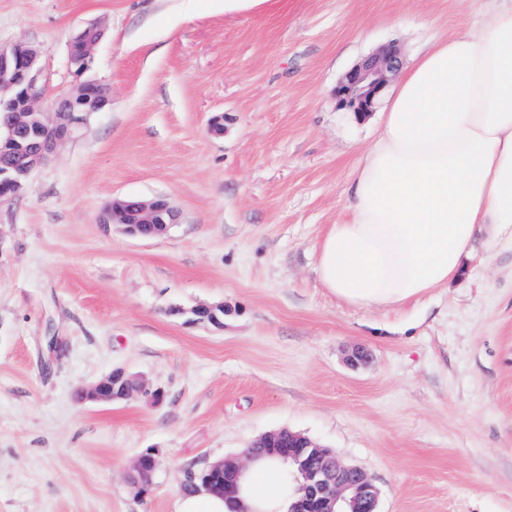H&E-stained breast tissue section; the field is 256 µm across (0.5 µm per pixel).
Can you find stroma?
<instances>
[{"label":"stroma","instance_id":"stroma-1","mask_svg":"<svg viewBox=\"0 0 512 512\" xmlns=\"http://www.w3.org/2000/svg\"><path fill=\"white\" fill-rule=\"evenodd\" d=\"M494 7L0 0V45L40 51L43 107L88 80L111 95L0 202V512H175L186 469L280 428L364 469L379 512H512V246L477 241L458 280L391 309L316 272L384 110L339 109L338 81L390 45L410 66ZM94 21L79 72L69 42ZM125 197L166 198L178 222L150 240L100 223ZM200 303L218 324L189 321ZM117 368L149 394L76 401Z\"/></svg>","mask_w":512,"mask_h":512}]
</instances>
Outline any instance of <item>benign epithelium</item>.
Returning a JSON list of instances; mask_svg holds the SVG:
<instances>
[{"label": "benign epithelium", "instance_id": "benign-epithelium-1", "mask_svg": "<svg viewBox=\"0 0 512 512\" xmlns=\"http://www.w3.org/2000/svg\"><path fill=\"white\" fill-rule=\"evenodd\" d=\"M102 35L103 29L97 23L80 28L71 38L69 60H87ZM37 56L36 49L21 41L0 46V73L18 67L25 75L22 88L15 82L0 81V140L18 147L10 163H0V187H5L12 199L20 195L36 167L59 145L80 133L89 113L100 112L109 103L108 89L88 81L75 92L58 98L53 111H43L35 91ZM399 68L397 50L390 46L364 58L339 80L334 90L337 106L361 118L367 117ZM100 223L119 224L131 236L154 239L177 223V213L162 198L117 199L102 211ZM144 390L146 385L141 378L118 368L97 383L78 390L76 396L83 403H111ZM283 438L299 441L298 446L288 448L286 460L304 478L290 512H379V492L368 474L344 463L302 434L281 430L262 436L253 447L263 448L269 441ZM251 460L252 454L246 450L242 457L226 459L219 466L237 479Z\"/></svg>", "mask_w": 512, "mask_h": 512}]
</instances>
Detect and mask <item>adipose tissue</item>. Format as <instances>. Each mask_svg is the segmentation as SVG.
<instances>
[{
    "instance_id": "1",
    "label": "adipose tissue",
    "mask_w": 512,
    "mask_h": 512,
    "mask_svg": "<svg viewBox=\"0 0 512 512\" xmlns=\"http://www.w3.org/2000/svg\"><path fill=\"white\" fill-rule=\"evenodd\" d=\"M484 230L512 242V4L404 70L346 214L320 243L317 274L348 305L394 308L459 278ZM284 471L250 462L241 512H286Z\"/></svg>"
}]
</instances>
